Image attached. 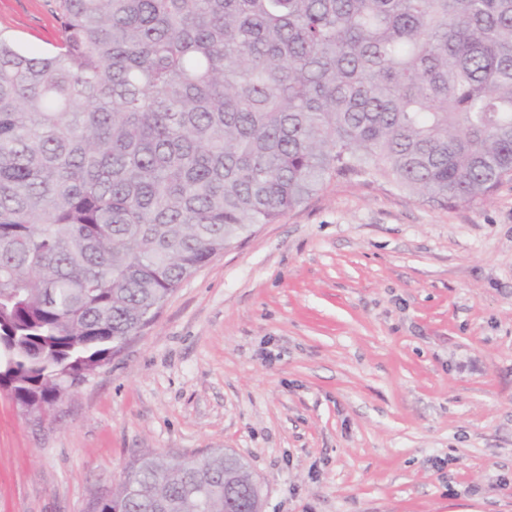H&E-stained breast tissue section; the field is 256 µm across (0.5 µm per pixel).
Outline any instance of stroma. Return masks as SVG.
<instances>
[{
  "label": "stroma",
  "instance_id": "1",
  "mask_svg": "<svg viewBox=\"0 0 512 512\" xmlns=\"http://www.w3.org/2000/svg\"><path fill=\"white\" fill-rule=\"evenodd\" d=\"M0 36L53 50L51 0H0ZM216 450L263 512H512V180L445 208L335 179L254 225L42 421L0 392V512Z\"/></svg>",
  "mask_w": 512,
  "mask_h": 512
}]
</instances>
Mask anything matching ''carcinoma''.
<instances>
[{"instance_id": "cac0c4a2", "label": "carcinoma", "mask_w": 512, "mask_h": 512, "mask_svg": "<svg viewBox=\"0 0 512 512\" xmlns=\"http://www.w3.org/2000/svg\"><path fill=\"white\" fill-rule=\"evenodd\" d=\"M0 36V389L55 407L198 268L327 181L442 207L512 179V0H53ZM140 456L87 512H243ZM50 0H0V35L23 51L47 52L60 39Z\"/></svg>"}]
</instances>
